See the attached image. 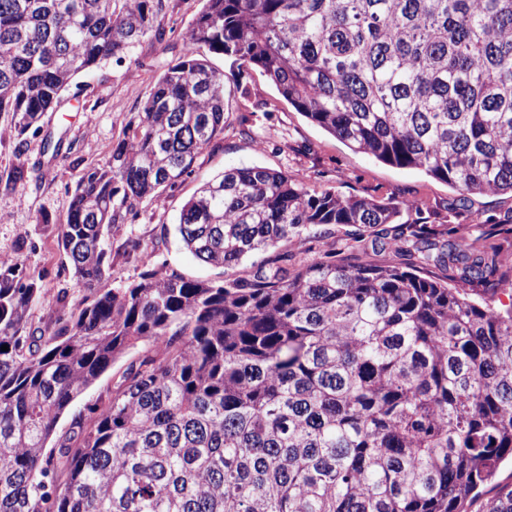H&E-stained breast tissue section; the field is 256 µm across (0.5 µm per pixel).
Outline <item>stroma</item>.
Wrapping results in <instances>:
<instances>
[{"mask_svg":"<svg viewBox=\"0 0 512 512\" xmlns=\"http://www.w3.org/2000/svg\"><path fill=\"white\" fill-rule=\"evenodd\" d=\"M201 7V0H158L163 36L142 38L123 62L110 60L79 74L61 107L44 115L40 130L18 135L11 114H0V172H27L13 189H0V260L23 261L48 294L74 286L54 227L65 221L77 180L88 167L107 160L156 80L178 59L179 34ZM212 63L224 73L223 132L199 155L192 175L143 202L137 215L113 228L112 245L136 241L141 251H153L157 262L186 277L222 278L223 269L182 248L175 232L177 217L206 180L229 168L261 166L285 172L295 183L319 192L417 200L419 209L402 212L400 223L439 240L462 232L475 248L512 257L511 194L459 200L456 190L421 171L399 169L353 151L297 112L259 69L241 68L219 56ZM49 139L60 142V150L47 148ZM394 234L391 224L316 226L290 250L299 261L332 256L340 263L400 265L403 256L386 246Z\"/></svg>","mask_w":512,"mask_h":512,"instance_id":"obj_1","label":"stroma"}]
</instances>
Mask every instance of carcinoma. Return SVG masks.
<instances>
[{"label": "carcinoma", "mask_w": 512, "mask_h": 512, "mask_svg": "<svg viewBox=\"0 0 512 512\" xmlns=\"http://www.w3.org/2000/svg\"><path fill=\"white\" fill-rule=\"evenodd\" d=\"M155 0H0V112L24 134L78 74L154 32ZM258 68L354 150L469 194H512V0H203L138 120L71 194L58 246L82 297L57 316L0 262V512H512V307L410 267L303 264L312 226L394 224L413 200L317 192L260 166L182 207L192 279L144 252L103 287L123 214L174 188L224 130V73ZM392 248L448 277L512 288L494 251L413 231ZM105 397L62 415L140 343Z\"/></svg>", "instance_id": "obj_1"}]
</instances>
